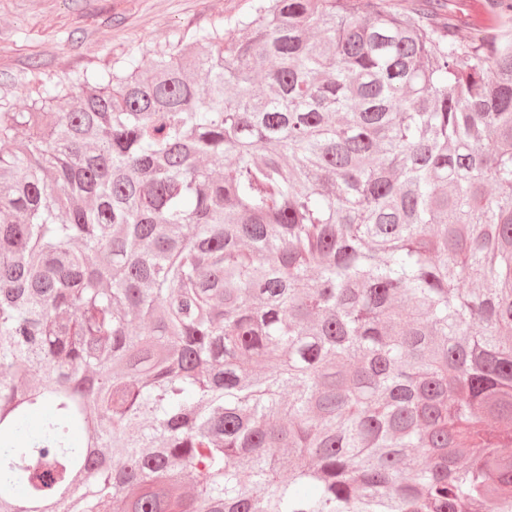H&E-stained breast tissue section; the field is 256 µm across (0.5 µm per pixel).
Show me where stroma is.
<instances>
[{
    "label": "stroma",
    "mask_w": 512,
    "mask_h": 512,
    "mask_svg": "<svg viewBox=\"0 0 512 512\" xmlns=\"http://www.w3.org/2000/svg\"><path fill=\"white\" fill-rule=\"evenodd\" d=\"M253 0H0V103L246 15Z\"/></svg>",
    "instance_id": "obj_1"
}]
</instances>
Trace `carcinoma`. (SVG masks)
Segmentation results:
<instances>
[{
  "instance_id": "1",
  "label": "carcinoma",
  "mask_w": 512,
  "mask_h": 512,
  "mask_svg": "<svg viewBox=\"0 0 512 512\" xmlns=\"http://www.w3.org/2000/svg\"><path fill=\"white\" fill-rule=\"evenodd\" d=\"M462 15L254 0L0 109V512H512V0Z\"/></svg>"
}]
</instances>
